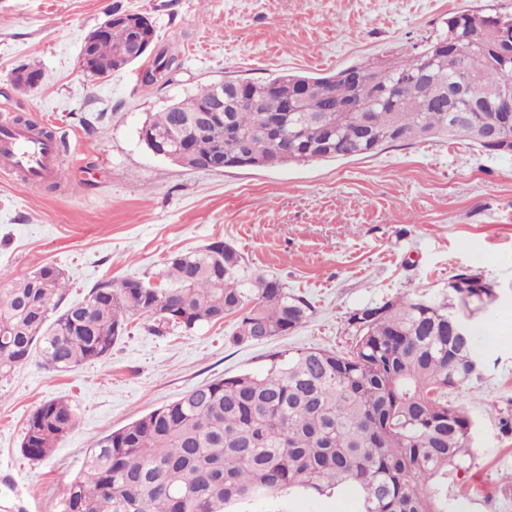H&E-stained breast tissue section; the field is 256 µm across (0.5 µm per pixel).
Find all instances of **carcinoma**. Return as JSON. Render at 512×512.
<instances>
[{
    "instance_id": "cac0c4a2",
    "label": "carcinoma",
    "mask_w": 512,
    "mask_h": 512,
    "mask_svg": "<svg viewBox=\"0 0 512 512\" xmlns=\"http://www.w3.org/2000/svg\"><path fill=\"white\" fill-rule=\"evenodd\" d=\"M447 30L404 53L351 65L328 76L283 74L278 94L265 83L224 79V120L197 127V111L216 100L210 83L144 122L147 147L162 146L176 164L224 168L370 157L439 137L463 135L488 155L512 154V124L481 109L512 85V10L492 2L448 15ZM134 33L117 20L97 40L94 61L122 71L133 61ZM179 67L164 47L140 74L153 87ZM325 86L333 100L285 111L297 84ZM257 98L258 111L240 106ZM356 100L366 112H333ZM285 128L268 132L261 113ZM244 258L211 242L173 257L155 284L128 277L97 284L85 302L65 303L66 274L44 264L24 277L0 276V377L32 357L67 371L109 354L127 320L142 315L151 331H192L236 317L231 340L264 343L286 336L311 315L310 303L275 279H243ZM495 296L448 281V297L403 295L349 316V350L310 348L270 355L259 373L211 381L97 440L59 512H229L285 493L329 496L342 485L362 512H448V468L470 455L475 422L448 391L479 377L474 330L455 334L450 314ZM77 425L63 399L27 419L21 453L43 459Z\"/></svg>"
}]
</instances>
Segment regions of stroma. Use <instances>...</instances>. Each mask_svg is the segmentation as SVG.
<instances>
[{
	"label": "stroma",
	"instance_id": "stroma-1",
	"mask_svg": "<svg viewBox=\"0 0 512 512\" xmlns=\"http://www.w3.org/2000/svg\"><path fill=\"white\" fill-rule=\"evenodd\" d=\"M485 0H0V113L62 138L63 177L36 186L0 170V274L63 268L69 300L98 283L157 278L167 260L221 240L249 277L274 276L314 307L296 331L236 344L234 317L163 336L135 317L103 359L60 372L33 359L0 378V512H58L98 438L203 383L257 373L270 354L346 351L347 319L394 297L444 296L449 278L480 273L494 300L474 313L478 378L451 398L476 423L473 455L448 471L450 512H512V434L489 402L512 407V154L432 139L370 157L221 172L182 168L150 151L146 117L225 78L324 75L434 34L449 13ZM146 14L179 60L143 89L152 62L101 81L81 68L84 41L108 11ZM42 71L37 90L14 87L18 66ZM62 398L76 428L46 458L20 451L26 420ZM246 512H361L350 491L290 494Z\"/></svg>",
	"mask_w": 512,
	"mask_h": 512
}]
</instances>
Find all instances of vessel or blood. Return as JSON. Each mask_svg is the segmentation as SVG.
<instances>
[{"label": "vessel or blood", "instance_id": "obj_1", "mask_svg": "<svg viewBox=\"0 0 512 512\" xmlns=\"http://www.w3.org/2000/svg\"><path fill=\"white\" fill-rule=\"evenodd\" d=\"M0 164L29 186L60 176L55 144L4 117L0 118Z\"/></svg>", "mask_w": 512, "mask_h": 512}]
</instances>
